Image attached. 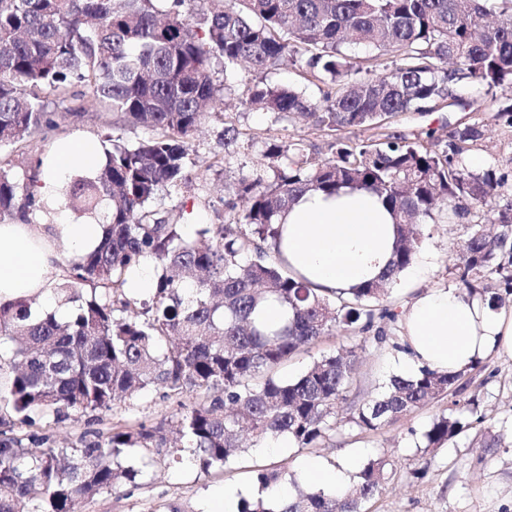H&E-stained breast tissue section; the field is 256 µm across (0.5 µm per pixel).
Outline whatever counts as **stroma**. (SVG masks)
I'll list each match as a JSON object with an SVG mask.
<instances>
[{"label": "stroma", "instance_id": "35a3bbf8", "mask_svg": "<svg viewBox=\"0 0 512 512\" xmlns=\"http://www.w3.org/2000/svg\"><path fill=\"white\" fill-rule=\"evenodd\" d=\"M214 81L220 88V106L213 108L192 140L195 166L191 178L178 187L162 191L153 203L169 222L197 227L224 221V196L239 172L262 171L266 162L261 152L267 138L299 140L310 157L328 158V137L311 124L277 117L265 110L240 105L242 90L265 82L292 86L306 99L321 96L322 84L287 66L267 73H257L240 65L216 67ZM455 104L422 116L408 114L399 119L398 130L414 136L434 128L445 134L458 121L483 120L487 137L469 154L472 167H494L512 177V128L492 121L490 97L479 87L458 84L453 88ZM48 109L60 113L57 128L43 136L22 143L11 159L23 167L45 158L54 144L63 138L99 141L104 128H111L113 138L133 144L150 137L141 126L113 123L112 115L90 104V91L83 85L72 88L67 100L47 93ZM233 123L241 131L244 147L234 157L224 151V125ZM468 232L464 223H437L424 226L418 254L427 255L428 267L421 277L404 272L391 286L387 305L403 311L421 290L454 285L451 257ZM383 344L364 340L362 335L323 337L311 349L300 352L279 369L285 378L300 374L317 358L336 351L340 346L360 345L354 380L347 398L338 404L336 414L343 425L332 439L319 448L296 449L290 444L273 448H250L230 469L201 474L191 463L155 467L150 479L140 486H125L81 503L80 512H164L165 506L178 512H204L205 505L224 487L252 488L254 464L280 466L294 479H301L306 461L316 458L336 467L348 459L357 466L380 455L391 456L396 478L371 503V512H512V358L493 356L484 360L471 374L469 392L478 394L480 408L488 416L482 429L461 433L449 444L427 448L422 434L433 419L450 408L442 400L402 416L375 432L352 428L347 419L352 407L375 397L389 380L397 376V364L404 350L399 325H387ZM191 394L164 397L162 390L120 403L102 416V427L115 424L152 425L192 405ZM499 437L503 445L486 447L490 437Z\"/></svg>", "mask_w": 512, "mask_h": 512}]
</instances>
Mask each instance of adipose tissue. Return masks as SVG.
Masks as SVG:
<instances>
[{"label": "adipose tissue", "mask_w": 512, "mask_h": 512, "mask_svg": "<svg viewBox=\"0 0 512 512\" xmlns=\"http://www.w3.org/2000/svg\"><path fill=\"white\" fill-rule=\"evenodd\" d=\"M98 158L88 142L58 141L36 186L46 200L61 193L68 172H95ZM280 249L289 267L320 294H333L376 280L393 255L394 217L375 194L343 189L334 195L312 191L282 217ZM102 227L47 224L42 232L24 223L0 224V305L38 298L54 309L50 290L60 274V257L94 250ZM403 375L429 367L448 373L491 355L512 357V307L492 310L484 297L457 289L420 291L402 314Z\"/></svg>", "instance_id": "1"}]
</instances>
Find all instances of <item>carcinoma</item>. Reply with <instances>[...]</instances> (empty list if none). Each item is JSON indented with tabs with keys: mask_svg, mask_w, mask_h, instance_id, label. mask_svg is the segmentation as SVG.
<instances>
[{
	"mask_svg": "<svg viewBox=\"0 0 512 512\" xmlns=\"http://www.w3.org/2000/svg\"><path fill=\"white\" fill-rule=\"evenodd\" d=\"M0 0V152L57 126L41 97L64 100L77 83L118 120L154 136L114 144L91 177L77 175L57 208L80 220L112 202L98 247L72 262L53 288L57 307L36 313L28 299L0 305V512H73L86 499L137 486L156 464L195 462L207 475L248 447L285 437L312 448L337 429L336 404L347 399L355 348L313 361L292 379L277 376L294 355L337 331L376 330L399 314L380 304L385 286L411 265L421 227L446 213L471 232L453 264L458 290L493 309L512 295V193L506 175L475 169L468 152L486 124H458L447 139H411L389 121L433 112L460 82L512 91V0ZM389 57L365 70L353 45ZM256 71L291 64L330 87L318 101L284 85L259 82L240 103L311 123L330 136L332 157L314 163L299 143L267 142L265 174L243 173L224 200V223L188 238L151 208L157 193L188 180L191 140L217 103L215 62ZM369 131L367 139L347 136ZM39 170L0 166V221L52 212L35 191ZM364 189L393 212L396 239L377 281L333 296L316 293L278 253L280 217L304 193ZM157 261L143 299L125 289L141 257ZM268 301L287 307L273 328L257 318ZM466 368H422L390 379L348 422L377 431L447 396L468 416L442 414L424 433L438 448L486 422L478 396L463 402ZM161 387L197 398L158 427L95 429L81 445L46 448L45 429L72 417L90 422L126 400ZM266 488L285 477L258 465ZM396 475L385 458L369 460L356 484L338 491L296 487L286 499L242 500L240 512H369Z\"/></svg>",
	"mask_w": 512,
	"mask_h": 512,
	"instance_id": "1",
	"label": "carcinoma"
}]
</instances>
